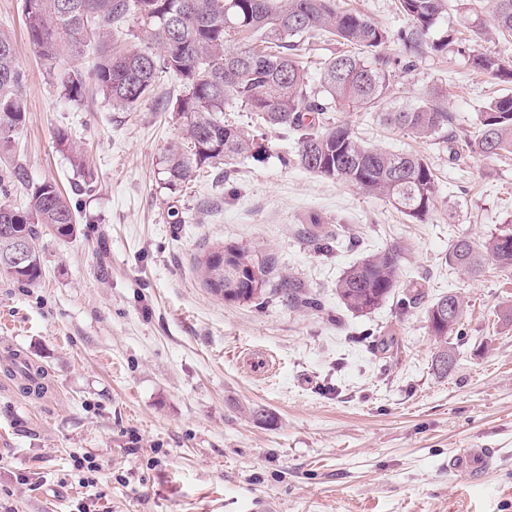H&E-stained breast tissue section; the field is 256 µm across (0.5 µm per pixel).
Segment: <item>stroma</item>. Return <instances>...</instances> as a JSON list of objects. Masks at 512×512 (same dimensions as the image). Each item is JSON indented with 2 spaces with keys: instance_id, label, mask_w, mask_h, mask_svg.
<instances>
[{
  "instance_id": "1",
  "label": "stroma",
  "mask_w": 512,
  "mask_h": 512,
  "mask_svg": "<svg viewBox=\"0 0 512 512\" xmlns=\"http://www.w3.org/2000/svg\"><path fill=\"white\" fill-rule=\"evenodd\" d=\"M0 28L15 40L27 102L25 125L0 149L6 199L27 198L20 170L55 181L78 210L73 236L41 229L38 283L0 275V357L22 351L47 375L34 396L0 366V512H512V323L499 317L512 270L489 263L472 278L446 261L452 237L479 245L512 221V155L466 145L481 106L512 83L456 54L426 56L392 81L389 108L447 89L452 145L340 113L365 141L432 165L441 192L419 224L283 165L295 135L235 102L224 118L256 135L260 156L171 189L162 157L181 135L169 110L184 93L176 76L161 75L131 112L92 91L77 105L63 94L66 61L46 65L31 44L22 0H0ZM60 129L86 150V168L58 144ZM313 215L350 245L318 252ZM224 243L273 259L267 303L205 287L196 259ZM393 243L404 249L398 294L418 282L465 299L448 373L423 308L400 315L392 297L357 316L339 305L343 273ZM285 278L322 310L288 303ZM368 332L381 348L357 344ZM263 357L272 378L254 369ZM466 448L497 459L480 476L449 478V456Z\"/></svg>"
}]
</instances>
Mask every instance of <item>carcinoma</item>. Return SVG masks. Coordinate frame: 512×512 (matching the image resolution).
<instances>
[{"label": "carcinoma", "mask_w": 512, "mask_h": 512, "mask_svg": "<svg viewBox=\"0 0 512 512\" xmlns=\"http://www.w3.org/2000/svg\"><path fill=\"white\" fill-rule=\"evenodd\" d=\"M397 9L406 26L396 34L401 56L392 58L383 51L389 31L355 9L339 7L336 0H23L30 41L45 60L55 63L64 56L70 63L63 82L70 101H81L89 78L112 107L133 111L153 97L161 74L181 81L185 93L174 111L182 120L183 137L168 146L162 159L170 188L192 182L206 167L261 153L255 138L224 121V104L232 100L257 113L265 125L297 134L295 157L284 164L293 161L321 177L351 184L423 223L440 191L427 160L409 150L368 146L348 124L329 116L375 112L380 122L427 140L451 125L437 88L424 101L384 111L397 73H410L427 54H466L456 31L437 33L448 15V0H398ZM490 9L498 35L512 36V0H490ZM131 17L139 21L141 47L114 39ZM312 35L349 47L325 60L315 77L297 53ZM93 43L99 53L87 72L81 59ZM468 61L478 72L512 82V69L496 55L475 54ZM23 81L14 39L0 30V146L8 145L25 122ZM474 146L487 157L512 154L511 94L482 106ZM27 189L25 206L0 204V274L32 284L42 275L35 225L69 237L76 231V213L51 181L29 183ZM19 235L30 259L24 269L13 270L3 257ZM226 248L236 262L252 269L255 281L237 302L264 304L272 261L257 262L242 246L228 243ZM402 258L401 246L390 245L350 266L336 284L344 309L366 315L382 305L397 287ZM487 259L504 271L512 269V232L493 234L478 247L463 236L448 244V265L464 274H479ZM200 266L206 288L224 287L217 251L209 250ZM422 303L428 330L439 344L436 366L446 372L448 336L459 332L464 300L453 292L428 299L420 285L400 298L404 309Z\"/></svg>", "instance_id": "cac0c4a2"}]
</instances>
